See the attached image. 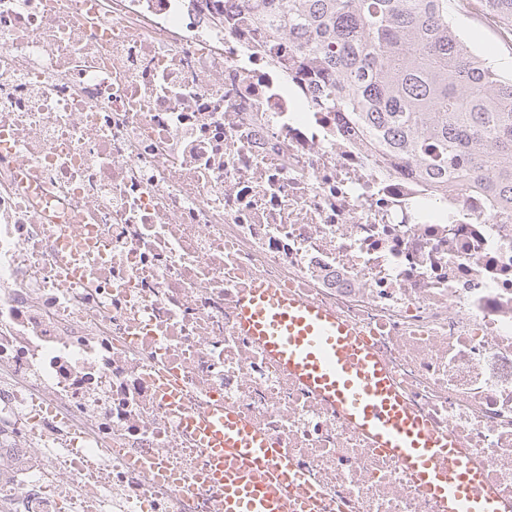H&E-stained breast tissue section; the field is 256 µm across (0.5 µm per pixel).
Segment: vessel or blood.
<instances>
[{"mask_svg": "<svg viewBox=\"0 0 512 512\" xmlns=\"http://www.w3.org/2000/svg\"><path fill=\"white\" fill-rule=\"evenodd\" d=\"M239 328L340 418L411 473L436 512H512L481 465L452 435L428 428L399 395L369 342L334 310L259 285L238 299ZM209 446L206 483L220 488L223 512H310L320 493L293 477L274 441L230 407L186 415Z\"/></svg>", "mask_w": 512, "mask_h": 512, "instance_id": "b4317fda", "label": "vessel or blood"}]
</instances>
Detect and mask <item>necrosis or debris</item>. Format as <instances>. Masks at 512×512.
<instances>
[{"label": "necrosis or debris", "instance_id": "4bbe7bcc", "mask_svg": "<svg viewBox=\"0 0 512 512\" xmlns=\"http://www.w3.org/2000/svg\"><path fill=\"white\" fill-rule=\"evenodd\" d=\"M238 0H0V512H216L161 386L266 432L320 512H435L237 327L336 311L512 500V209L389 169Z\"/></svg>", "mask_w": 512, "mask_h": 512}]
</instances>
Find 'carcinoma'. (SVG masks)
<instances>
[{"label": "carcinoma", "instance_id": "cac0c4a2", "mask_svg": "<svg viewBox=\"0 0 512 512\" xmlns=\"http://www.w3.org/2000/svg\"><path fill=\"white\" fill-rule=\"evenodd\" d=\"M460 0H242L316 106L344 112L387 163L433 187H479L512 208V73L456 23ZM512 33V0H476Z\"/></svg>", "mask_w": 512, "mask_h": 512}]
</instances>
